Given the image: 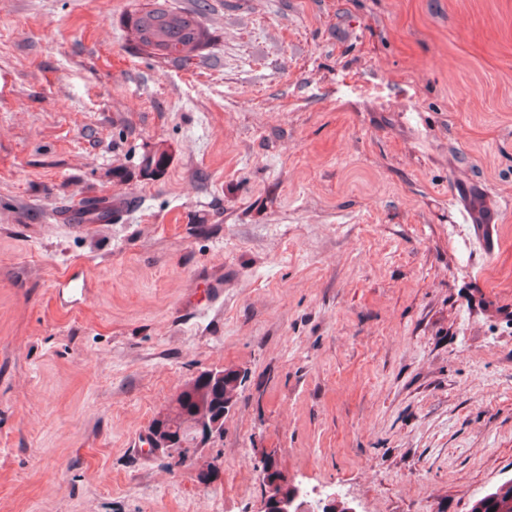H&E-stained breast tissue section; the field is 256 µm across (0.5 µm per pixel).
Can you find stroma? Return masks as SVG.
Segmentation results:
<instances>
[{
  "label": "stroma",
  "mask_w": 512,
  "mask_h": 512,
  "mask_svg": "<svg viewBox=\"0 0 512 512\" xmlns=\"http://www.w3.org/2000/svg\"><path fill=\"white\" fill-rule=\"evenodd\" d=\"M148 4L0 0V512H260L266 453L313 512H470L512 480V0H170L188 61L131 50ZM219 367L216 481L136 456Z\"/></svg>",
  "instance_id": "stroma-1"
}]
</instances>
